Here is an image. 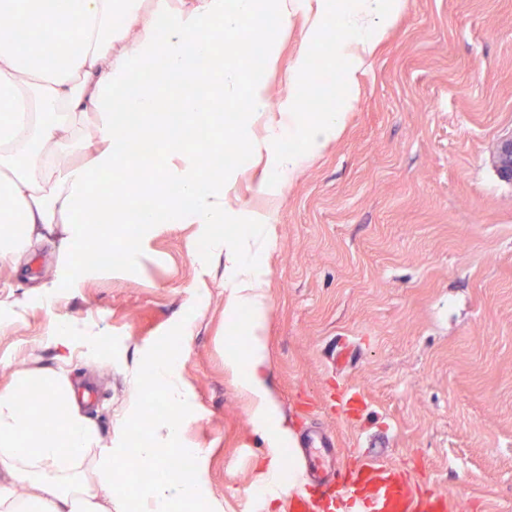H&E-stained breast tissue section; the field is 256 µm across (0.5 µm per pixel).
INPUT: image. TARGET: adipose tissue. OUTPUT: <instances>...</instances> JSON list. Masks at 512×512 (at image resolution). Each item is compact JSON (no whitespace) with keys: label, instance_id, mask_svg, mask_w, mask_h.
I'll return each instance as SVG.
<instances>
[{"label":"adipose tissue","instance_id":"ef3b65f1","mask_svg":"<svg viewBox=\"0 0 512 512\" xmlns=\"http://www.w3.org/2000/svg\"><path fill=\"white\" fill-rule=\"evenodd\" d=\"M46 2L0 0V13L13 15L20 32L9 42L0 38V106L8 109L0 116V258L18 266L29 261L38 245L57 240L53 279L44 287L51 297L76 281L72 255L77 247L94 238L108 248L101 229L132 222L142 231L153 229L162 211L145 207L130 215L114 208L109 198L91 193L89 183L129 154L124 127L147 139H162V182L178 190L166 198L165 209L177 211L183 223L211 232V255L223 259L231 290L225 314L230 325H246L245 346H229L225 362L251 397L253 425L268 445L258 482L269 512H275L282 450L293 431L266 385L267 303L259 266L268 249L267 226L256 217L239 225L229 173L205 169L184 149L180 130L156 120L159 88L182 85L198 57L206 60V69L190 91L174 99V111L182 116L196 111L213 84L226 98H234L238 73L212 63L210 20L222 18L225 31L233 33L243 18L256 17L265 31L277 34L294 17H304L306 48L295 60L291 80L310 87L312 100H286L281 110L287 123L270 122L264 137L255 139L248 119L268 109L259 84L233 118L238 145L265 162L260 192L276 195L286 179L343 132L363 59L399 14L402 0H184L181 8L171 7L168 0H63L61 19ZM332 14L345 36L334 45L339 95L328 107V90L315 80L312 62L323 23ZM62 22L71 48L57 61L50 34ZM128 41L134 42L135 53L124 51ZM85 117L96 122L93 136L81 134ZM217 224L223 225V233H214ZM178 360V354L161 347L145 353L131 370L132 378L147 375L157 381L170 409L155 421L151 442L136 450L140 462L152 468L167 459L182 415L192 405ZM25 392L36 397L29 411L18 406ZM83 403L69 376L59 371L31 372L0 388V477L7 480L0 485V512H112L114 469L125 451L103 443ZM206 493V459L200 455L191 476L150 480L141 499L146 512H174L177 505Z\"/></svg>","mask_w":512,"mask_h":512}]
</instances>
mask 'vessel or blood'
<instances>
[{
	"instance_id": "b4317fda",
	"label": "vessel or blood",
	"mask_w": 512,
	"mask_h": 512,
	"mask_svg": "<svg viewBox=\"0 0 512 512\" xmlns=\"http://www.w3.org/2000/svg\"><path fill=\"white\" fill-rule=\"evenodd\" d=\"M445 512L446 501L417 490L403 473L392 466L364 458L359 467L317 486L294 487L286 512Z\"/></svg>"
}]
</instances>
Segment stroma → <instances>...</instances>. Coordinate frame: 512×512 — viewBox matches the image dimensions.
<instances>
[{"instance_id": "35a3bbf8", "label": "stroma", "mask_w": 512, "mask_h": 512, "mask_svg": "<svg viewBox=\"0 0 512 512\" xmlns=\"http://www.w3.org/2000/svg\"><path fill=\"white\" fill-rule=\"evenodd\" d=\"M303 28L295 19L274 38L254 137L295 92ZM511 131L512 0H404L362 66L340 138L273 197L256 191L261 164L229 166L236 210L265 218L272 241L265 336L279 409L296 440L314 427L336 440L318 466L370 455L405 465L451 512H512V182L492 160ZM203 239L199 225L166 220L127 262L74 255L76 282L50 299L39 286L54 244L23 273L0 261V385L63 370L93 390L86 411L101 436L135 448L149 431L131 393L169 409L129 368L188 326L180 372L194 407L178 445L203 451L223 512H267L256 488L266 446L224 363V266L202 268ZM93 334L105 344L90 353L81 339ZM348 387L369 401L351 422Z\"/></svg>"}]
</instances>
